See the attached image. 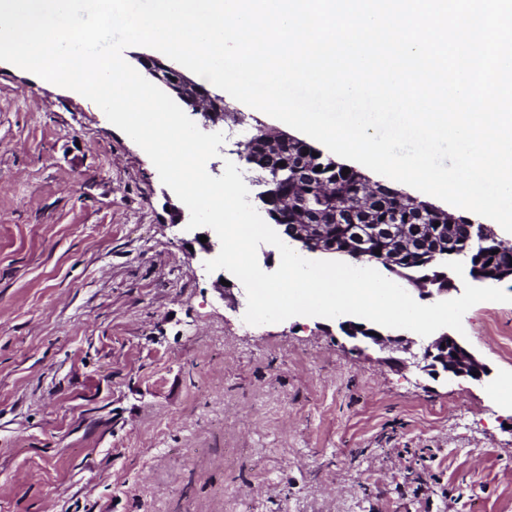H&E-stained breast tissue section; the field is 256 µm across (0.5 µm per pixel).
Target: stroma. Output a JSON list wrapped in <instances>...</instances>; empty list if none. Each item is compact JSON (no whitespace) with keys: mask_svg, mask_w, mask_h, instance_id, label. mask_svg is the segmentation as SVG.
Returning <instances> with one entry per match:
<instances>
[{"mask_svg":"<svg viewBox=\"0 0 512 512\" xmlns=\"http://www.w3.org/2000/svg\"><path fill=\"white\" fill-rule=\"evenodd\" d=\"M218 177L277 120L233 97ZM188 208L91 100L0 62V512H512V302L490 373L384 363L335 318L250 325Z\"/></svg>","mask_w":512,"mask_h":512,"instance_id":"stroma-1","label":"stroma"}]
</instances>
